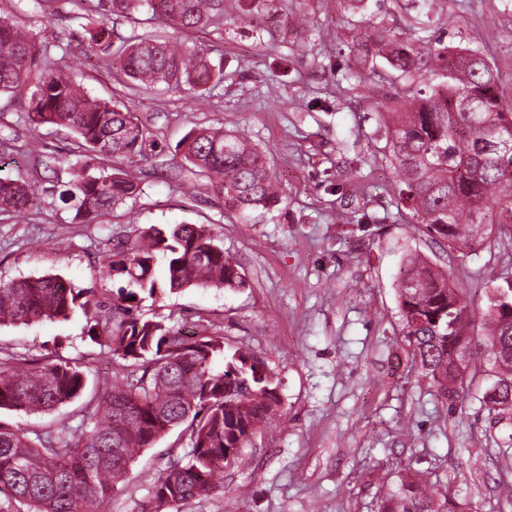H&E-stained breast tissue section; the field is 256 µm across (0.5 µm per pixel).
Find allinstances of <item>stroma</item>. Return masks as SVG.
<instances>
[{
  "label": "stroma",
  "instance_id": "35a3bbf8",
  "mask_svg": "<svg viewBox=\"0 0 512 512\" xmlns=\"http://www.w3.org/2000/svg\"><path fill=\"white\" fill-rule=\"evenodd\" d=\"M242 7L257 9L261 25L240 27L227 13L200 31L166 28L168 37L223 62V81L210 96L191 99L162 85L139 89L87 60L79 10L68 0L47 16L34 0H0V11L54 44V57L91 95L127 102L163 148L139 161L137 198L100 223H73L71 212L50 202L23 217L0 211V279L49 272L97 288L109 240L168 224L208 225L242 267L246 287L164 291L141 303L144 317H167L188 332L196 320H210L279 385V419L252 437L220 486L179 512H376L406 466L478 512H512L500 498L512 484V421L491 419L479 403L492 382L488 363L475 357L466 400L447 411L411 360L394 289L406 253L447 271L470 303L472 345L481 348L488 297L512 282V237L496 234L464 257L398 212L377 113L400 107V88L379 64L344 77L347 46L376 13L374 0L356 8L350 0H243ZM430 17L431 34L445 44L485 53L499 70L502 100L512 103V0H433ZM24 108L23 100L0 97V139L19 148L37 139L42 148L0 158V173L42 189L70 180L73 133L30 128ZM200 126L236 129L267 150L283 191L279 208L242 222L172 153ZM55 355L84 363L88 391L112 382V363L82 314L0 327V360L38 366ZM83 415L77 400L45 414L5 410L0 419L47 432ZM174 441L170 435L144 450L132 487L100 512H148Z\"/></svg>",
  "mask_w": 512,
  "mask_h": 512
}]
</instances>
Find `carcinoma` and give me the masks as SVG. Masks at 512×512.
<instances>
[{"instance_id":"carcinoma-1","label":"carcinoma","mask_w":512,"mask_h":512,"mask_svg":"<svg viewBox=\"0 0 512 512\" xmlns=\"http://www.w3.org/2000/svg\"><path fill=\"white\" fill-rule=\"evenodd\" d=\"M88 4L82 24L84 53L148 90L160 84L198 97L223 76L207 53L162 35L122 38L107 16L130 17L147 4L155 20L180 30L202 29L221 18V0H76ZM43 66L32 78L36 58ZM354 65L385 67L410 92L403 112H380L400 201L413 223L466 256L482 247L494 212L512 219V148L496 146L512 128V109L498 93V69L479 49L452 51L429 29L370 22L349 46ZM27 100L25 121L37 129L61 126L77 139L74 178L53 186L73 213L92 224L141 192L128 169L156 151L150 130L127 106L91 96L15 18L0 12V96ZM175 152L205 178L242 220L271 211L282 194L268 153L236 131L199 127ZM111 163L103 167L102 163ZM43 194L28 183L0 177V210L24 216ZM100 279L114 291L76 288L58 275L0 280V326L67 320L81 310L115 371L112 386L93 397L88 422L41 434L0 420V512H96L130 481L136 455L155 445V419L173 431L186 426L183 453L169 460L152 487L153 512L205 496L224 478L257 430L275 420L278 384L248 352L203 331L188 339L175 326L141 317L140 304L158 291L244 288L241 267L202 224L149 227L117 240ZM402 333L412 360L450 412L465 399L466 371L459 349L470 344L469 304L448 274L408 254L396 278ZM487 356L494 375L481 404L488 414L512 417V283L488 297L484 315ZM87 387L83 366L63 358L41 366L0 363V409L56 412ZM379 512H476L463 498L442 497L418 473H407L383 493Z\"/></svg>"}]
</instances>
